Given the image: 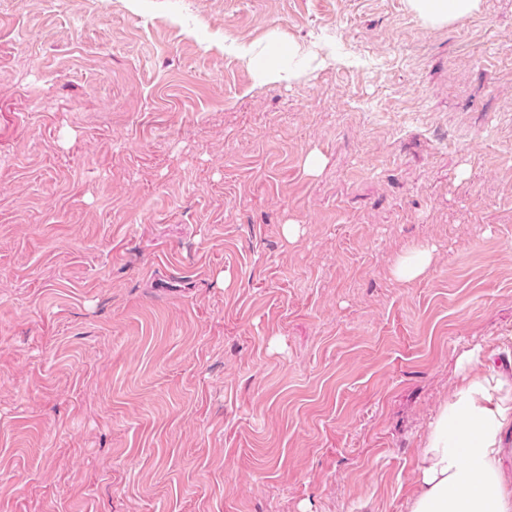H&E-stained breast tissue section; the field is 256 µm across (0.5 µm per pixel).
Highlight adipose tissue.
<instances>
[{
	"label": "adipose tissue",
	"mask_w": 512,
	"mask_h": 512,
	"mask_svg": "<svg viewBox=\"0 0 512 512\" xmlns=\"http://www.w3.org/2000/svg\"><path fill=\"white\" fill-rule=\"evenodd\" d=\"M459 381L432 420L419 489L408 512H512V376L480 350L459 360Z\"/></svg>",
	"instance_id": "obj_1"
}]
</instances>
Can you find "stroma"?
Segmentation results:
<instances>
[{"label":"stroma","mask_w":512,"mask_h":512,"mask_svg":"<svg viewBox=\"0 0 512 512\" xmlns=\"http://www.w3.org/2000/svg\"><path fill=\"white\" fill-rule=\"evenodd\" d=\"M476 348L512 0H0V512H407ZM415 11L430 22H449L467 17L477 0H411ZM281 55L280 48L276 45L270 47L266 58L258 63L260 73L272 81L282 80L288 77V80L298 75V66L289 68L288 72L281 69L278 65V59ZM432 259V251L425 245L413 248L401 257L395 267V274L400 279L413 280L423 275Z\"/></svg>","instance_id":"stroma-1"}]
</instances>
